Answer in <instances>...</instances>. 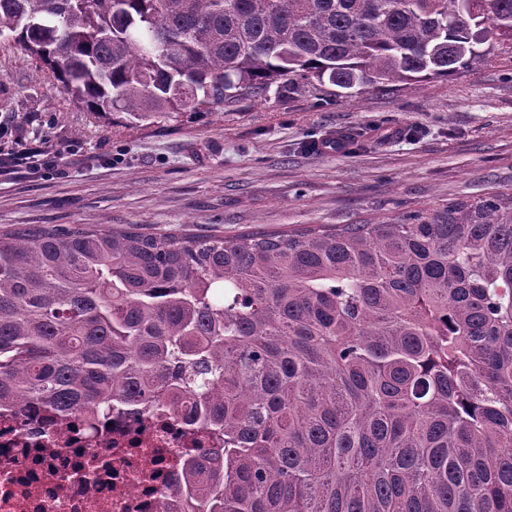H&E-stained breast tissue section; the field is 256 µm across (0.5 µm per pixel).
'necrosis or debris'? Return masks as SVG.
<instances>
[{
  "instance_id": "1",
  "label": "necrosis or debris",
  "mask_w": 512,
  "mask_h": 512,
  "mask_svg": "<svg viewBox=\"0 0 512 512\" xmlns=\"http://www.w3.org/2000/svg\"><path fill=\"white\" fill-rule=\"evenodd\" d=\"M219 440L173 408L0 406V512H188L182 464Z\"/></svg>"
}]
</instances>
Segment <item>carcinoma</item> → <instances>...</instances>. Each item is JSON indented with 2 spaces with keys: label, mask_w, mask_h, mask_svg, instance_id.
I'll return each instance as SVG.
<instances>
[{
  "label": "carcinoma",
  "mask_w": 512,
  "mask_h": 512,
  "mask_svg": "<svg viewBox=\"0 0 512 512\" xmlns=\"http://www.w3.org/2000/svg\"><path fill=\"white\" fill-rule=\"evenodd\" d=\"M98 118L512 54V0H0ZM181 407L197 512H512V197L397 224L0 234V405Z\"/></svg>",
  "instance_id": "obj_1"
}]
</instances>
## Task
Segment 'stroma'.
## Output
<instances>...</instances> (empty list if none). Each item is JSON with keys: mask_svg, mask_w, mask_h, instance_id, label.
<instances>
[{"mask_svg": "<svg viewBox=\"0 0 512 512\" xmlns=\"http://www.w3.org/2000/svg\"><path fill=\"white\" fill-rule=\"evenodd\" d=\"M95 118L12 40L0 39V153L15 138L78 141L67 176L0 180V231L138 224L227 238L318 225L397 223L512 195V57L447 80L350 98L332 86L127 126ZM357 132L362 147L311 150Z\"/></svg>", "mask_w": 512, "mask_h": 512, "instance_id": "stroma-1", "label": "stroma"}]
</instances>
